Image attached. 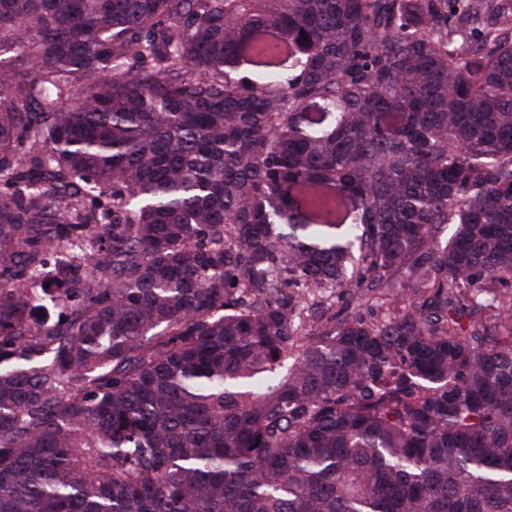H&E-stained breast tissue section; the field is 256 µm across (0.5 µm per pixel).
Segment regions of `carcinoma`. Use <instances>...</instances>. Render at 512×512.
Masks as SVG:
<instances>
[{
	"label": "carcinoma",
	"instance_id": "cac0c4a2",
	"mask_svg": "<svg viewBox=\"0 0 512 512\" xmlns=\"http://www.w3.org/2000/svg\"><path fill=\"white\" fill-rule=\"evenodd\" d=\"M0 512H512V0H0Z\"/></svg>",
	"mask_w": 512,
	"mask_h": 512
}]
</instances>
